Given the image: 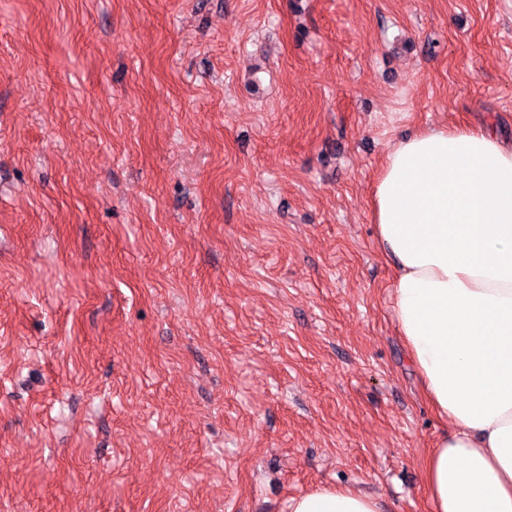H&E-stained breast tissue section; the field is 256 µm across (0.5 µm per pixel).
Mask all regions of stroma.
<instances>
[{
    "mask_svg": "<svg viewBox=\"0 0 512 512\" xmlns=\"http://www.w3.org/2000/svg\"><path fill=\"white\" fill-rule=\"evenodd\" d=\"M512 141V0H0V512H431L371 222ZM290 512H384L380 500L349 487H320L293 498Z\"/></svg>",
    "mask_w": 512,
    "mask_h": 512,
    "instance_id": "35a3bbf8",
    "label": "stroma"
}]
</instances>
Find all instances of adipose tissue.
I'll use <instances>...</instances> for the list:
<instances>
[{
  "instance_id": "1",
  "label": "adipose tissue",
  "mask_w": 512,
  "mask_h": 512,
  "mask_svg": "<svg viewBox=\"0 0 512 512\" xmlns=\"http://www.w3.org/2000/svg\"><path fill=\"white\" fill-rule=\"evenodd\" d=\"M372 220L395 268L392 314L434 411L451 425L423 466L432 512H512V144L491 128L396 142ZM290 512H383L348 487Z\"/></svg>"
}]
</instances>
